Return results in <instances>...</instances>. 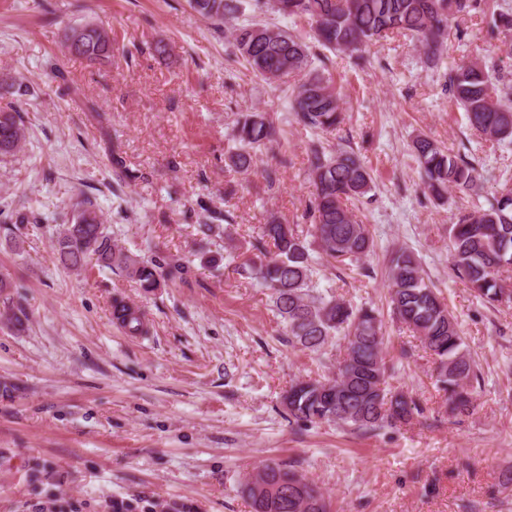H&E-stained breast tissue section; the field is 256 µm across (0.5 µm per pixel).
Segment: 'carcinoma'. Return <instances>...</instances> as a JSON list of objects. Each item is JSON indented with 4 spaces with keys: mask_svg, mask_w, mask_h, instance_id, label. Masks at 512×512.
Here are the masks:
<instances>
[{
    "mask_svg": "<svg viewBox=\"0 0 512 512\" xmlns=\"http://www.w3.org/2000/svg\"><path fill=\"white\" fill-rule=\"evenodd\" d=\"M285 17L306 18L314 38L333 50L364 59L373 42L393 31H409L417 39L425 63L438 67L452 20L476 9L478 0H281ZM192 8L215 26L233 18L243 0H190ZM231 37L240 56L265 80L297 76L293 108L297 119L311 129L329 131L342 120L340 98L317 73H305L307 46L287 32L266 23L234 26ZM76 40L68 50L91 61L111 57L109 33L95 25L72 28L65 41ZM448 93L466 113L469 127L495 142H512V82L494 78L479 60L448 69ZM277 134L263 112H249L236 121L228 152L231 166L250 167L248 149L270 142ZM26 138L20 112L0 109V155L18 150ZM414 150L423 172L424 192L442 201L448 192L463 195L481 189L483 175L460 155L444 151L437 143L419 137ZM309 170L315 189L311 204L310 238L292 224L273 221L262 227V237L274 250L240 265L242 272L258 278L271 290L285 326L288 343L317 351L344 333L345 356L330 376L299 380L283 397L288 418L304 424L336 423L354 431L406 425L422 409L410 396L389 388V368L383 355L382 320L377 309H357L312 282L313 253L338 263L367 256L374 247L367 225L349 206L372 189L373 179L354 152L343 147L326 152L314 148ZM452 262L458 277L487 303L512 302L506 274L512 271V190L503 189L482 208L462 210L448 229ZM61 263L80 267L93 258L104 267H117L146 289L160 286L163 278L182 273L179 264L135 258L116 245L105 232L95 203L81 195L71 218L53 243ZM390 303L395 316L418 335L436 361V382L444 391L448 410L463 414L472 406L471 388L479 380L477 367L465 349L456 318L438 292L426 283L420 263L408 251L392 255L388 271ZM118 322L132 335L146 333L139 310L114 301ZM20 306L5 298L0 322L19 321ZM242 492L253 512H329L323 493L304 475L280 464H267L250 475Z\"/></svg>",
    "mask_w": 512,
    "mask_h": 512,
    "instance_id": "obj_1",
    "label": "carcinoma"
}]
</instances>
